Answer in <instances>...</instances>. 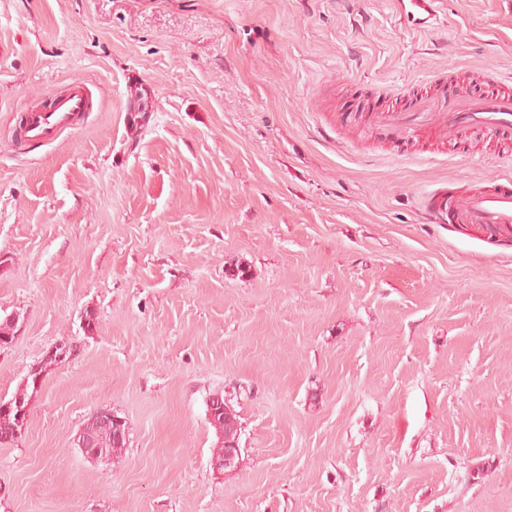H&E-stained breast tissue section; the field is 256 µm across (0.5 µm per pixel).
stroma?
Listing matches in <instances>:
<instances>
[{
    "label": "stroma",
    "mask_w": 512,
    "mask_h": 512,
    "mask_svg": "<svg viewBox=\"0 0 512 512\" xmlns=\"http://www.w3.org/2000/svg\"><path fill=\"white\" fill-rule=\"evenodd\" d=\"M444 10L0 0V397L76 347L0 445V512H512V241L415 204L512 173V135L421 153L359 118L512 77V0ZM75 81L88 119L20 140ZM101 408L109 460L76 443ZM400 16L415 27H431L441 22L439 3L443 0H394ZM98 413V420L96 416L93 414L86 422L85 427L83 428L85 431L94 434L102 444L105 445V448L110 453V458H112V453L115 454L116 452L120 451L121 448L125 445L126 442V435L123 436L120 440H115L114 437L112 438V435L110 432L103 428H108L112 430V434L114 433L117 437H120L121 435V426L123 419L117 417L114 413H112V410L110 409H100L97 411ZM103 427L101 428L100 425ZM117 430V431H116ZM81 431L78 438L77 443L78 447L81 448V450L85 451V454L89 456L86 453L87 448H92L90 451V455L97 456L98 455V447L97 445V439L95 436ZM83 451V452H84ZM209 421L215 428L219 437L220 431L224 430V420L219 416L218 423H214L211 420ZM220 441L224 448L217 446V448L214 449L212 462L224 456L220 462L215 463L216 467L224 466V469L237 467L240 458L239 425L237 423L230 424L220 435Z\"/></svg>",
    "instance_id": "1"
}]
</instances>
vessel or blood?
Listing matches in <instances>:
<instances>
[{
	"label": "vessel or blood",
	"instance_id": "1",
	"mask_svg": "<svg viewBox=\"0 0 512 512\" xmlns=\"http://www.w3.org/2000/svg\"><path fill=\"white\" fill-rule=\"evenodd\" d=\"M440 0H394L400 16L415 27L440 21ZM487 91L473 97L456 92L441 99L407 98L393 108L367 110V127L405 136L423 126L435 137L457 140L471 130L512 131V90L495 72L483 75ZM92 95L78 84L64 93L48 94L42 106L27 111L23 134L27 141H42L53 130L74 125L91 112ZM423 213L436 224H459L489 233L512 230V176L498 174L487 185L467 191L440 186L422 198Z\"/></svg>",
	"mask_w": 512,
	"mask_h": 512
}]
</instances>
